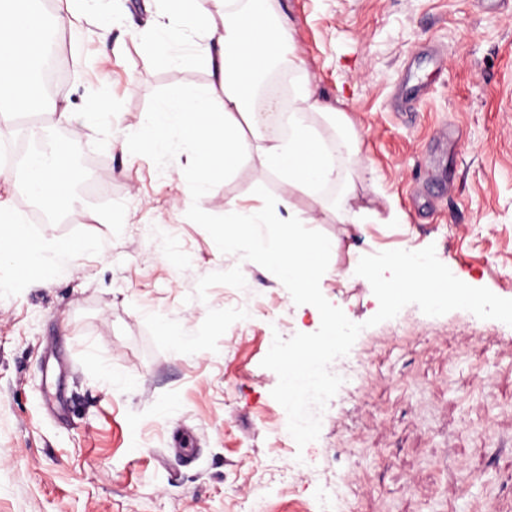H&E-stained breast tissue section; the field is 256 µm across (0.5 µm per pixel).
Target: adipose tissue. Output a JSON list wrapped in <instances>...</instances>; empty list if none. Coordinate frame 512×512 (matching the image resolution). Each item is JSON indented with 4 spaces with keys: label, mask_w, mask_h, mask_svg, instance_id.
Returning a JSON list of instances; mask_svg holds the SVG:
<instances>
[{
    "label": "adipose tissue",
    "mask_w": 512,
    "mask_h": 512,
    "mask_svg": "<svg viewBox=\"0 0 512 512\" xmlns=\"http://www.w3.org/2000/svg\"><path fill=\"white\" fill-rule=\"evenodd\" d=\"M209 0H183L184 12L207 37L198 45L212 70V81L202 89L171 91L156 111L147 113L137 131L138 148L155 154L167 151L172 133H179L191 146V163L198 189L212 188L219 178L234 170L247 141H254L263 171L280 175L287 186L277 206L280 220L267 222L263 209L233 203L224 207V225L219 240L233 248L240 239H250L254 252L275 270L280 279L298 288L305 307L323 328L313 344L314 355L304 368L283 375L281 391L288 407L299 411L321 371L320 355L336 342V324L341 315L336 306L322 299L323 276L310 274V259L326 262L335 249L327 238H306L297 226L304 218L296 197L313 195L335 186L331 210L340 224L366 223L369 212L357 203L358 187L352 169L364 166L360 137L345 114L322 103L316 95L301 60L290 54L294 25L279 14L276 0H228L223 23H216ZM269 22L278 41L276 64L286 65L296 81L286 108L268 103L258 111V73L255 58L262 47L253 38L258 21ZM322 114L336 124V139L326 144L318 134L314 117ZM267 224L266 234L255 235L253 227ZM78 245L44 235L31 236L23 219L0 200V252L18 253L33 272H40L50 259H67Z\"/></svg>",
    "instance_id": "1"
}]
</instances>
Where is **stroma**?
<instances>
[{"instance_id":"stroma-1","label":"stroma","mask_w":512,"mask_h":512,"mask_svg":"<svg viewBox=\"0 0 512 512\" xmlns=\"http://www.w3.org/2000/svg\"><path fill=\"white\" fill-rule=\"evenodd\" d=\"M159 5L75 0L57 94L18 121L20 137L64 131L66 106L110 113L112 130L79 141L103 202L78 198L67 221L33 229L93 251L48 262L37 286L0 259V512H245L254 500L322 512L327 486L338 512H512V326L411 304L371 327L372 289L335 276L363 255L431 245L465 283L512 299V4L490 15L481 0H280L318 98L361 137L363 205L405 215L358 227L323 208L334 188L296 199L301 235L337 242L323 294L367 326L346 359L356 374L302 448L261 361L272 334L313 320L250 240L227 251L217 239L226 203L276 215L283 182L249 146L201 191L180 136L163 154L119 142L169 90L212 80L180 10L165 18L182 34L175 61L154 53ZM408 85L424 93L404 109Z\"/></svg>"}]
</instances>
